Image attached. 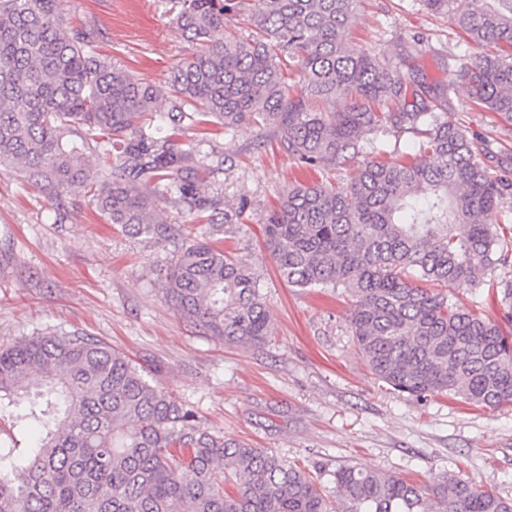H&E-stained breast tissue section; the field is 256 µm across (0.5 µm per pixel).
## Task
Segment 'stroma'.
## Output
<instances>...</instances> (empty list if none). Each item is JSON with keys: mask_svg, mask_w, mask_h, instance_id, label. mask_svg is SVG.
Wrapping results in <instances>:
<instances>
[{"mask_svg": "<svg viewBox=\"0 0 512 512\" xmlns=\"http://www.w3.org/2000/svg\"><path fill=\"white\" fill-rule=\"evenodd\" d=\"M62 9L94 51L157 86L190 53L170 0H64ZM352 39L432 87L476 52L450 16L430 14L418 0H362ZM448 117L489 140L500 158L512 156V126L478 109L465 85L449 95ZM176 140L206 153L209 195L226 205L250 202L245 222L216 237L260 275L271 336L230 346L205 335L164 297L171 244L127 235L80 195L52 205L0 171V244L14 253L0 268V344L39 330L101 339L194 410L203 427L319 471L326 486L350 464L426 484L456 472L511 498L512 405L420 398L374 379L351 336L350 297L289 286L263 245L261 226L280 189L338 182L348 171L306 167L279 147L270 127L228 135L195 125Z\"/></svg>", "mask_w": 512, "mask_h": 512, "instance_id": "stroma-1", "label": "stroma"}]
</instances>
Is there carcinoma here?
I'll return each mask as SVG.
<instances>
[{
    "label": "carcinoma",
    "mask_w": 512,
    "mask_h": 512,
    "mask_svg": "<svg viewBox=\"0 0 512 512\" xmlns=\"http://www.w3.org/2000/svg\"><path fill=\"white\" fill-rule=\"evenodd\" d=\"M421 2L496 51L430 89L347 38L360 0H175L193 52L167 80L177 105L159 112L156 86L68 32L62 0H0V169L53 204L80 194L107 223L169 241L178 230L163 207L188 202L197 217L228 225L248 200L219 212L202 191L199 149L164 130L270 125L300 163L354 169L341 184L278 195L263 231L280 276L344 289L365 365L393 389L512 404V329L448 298L450 285L484 282L512 310V281L487 279L512 263L498 231L512 180L447 112L460 82L476 106L512 124V0ZM242 13L246 37L231 29ZM285 58L304 75L296 94ZM409 95L411 109H390ZM390 125L414 134L404 159L356 164ZM165 282L166 300L205 334L249 345L271 335L256 272L209 238L181 244ZM2 416L38 433L25 454L0 441V512H512V499L454 473L421 485L352 465L336 469L332 501L319 475L206 431L141 367L87 334L0 345Z\"/></svg>",
    "instance_id": "1"
}]
</instances>
